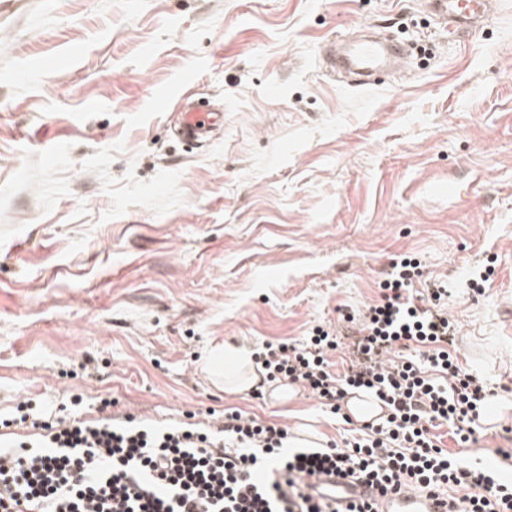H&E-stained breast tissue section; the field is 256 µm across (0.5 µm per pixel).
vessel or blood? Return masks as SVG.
Masks as SVG:
<instances>
[{
    "instance_id": "obj_1",
    "label": "vessel or blood",
    "mask_w": 512,
    "mask_h": 512,
    "mask_svg": "<svg viewBox=\"0 0 512 512\" xmlns=\"http://www.w3.org/2000/svg\"><path fill=\"white\" fill-rule=\"evenodd\" d=\"M428 4L434 15L462 34L482 25L490 10V0H428ZM339 44L341 54L321 50L322 61L330 71L350 75L353 86L361 88L375 85L380 76L387 74L392 61L405 50L404 44L392 38L352 35L340 39ZM174 109L178 114V136L185 142L205 144L224 127L223 108L201 109L188 95H180ZM306 483L310 489L343 507L364 500L377 502L378 512H446L440 499L414 488L384 496L366 480H341L326 473L308 477Z\"/></svg>"
}]
</instances>
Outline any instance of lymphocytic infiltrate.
Wrapping results in <instances>:
<instances>
[{
	"label": "lymphocytic infiltrate",
	"mask_w": 512,
	"mask_h": 512,
	"mask_svg": "<svg viewBox=\"0 0 512 512\" xmlns=\"http://www.w3.org/2000/svg\"><path fill=\"white\" fill-rule=\"evenodd\" d=\"M423 276L417 258L400 256L379 300L347 316L344 329L317 326L303 344L268 341L253 355L265 382L302 387L332 413L352 389L388 406L344 447H289L286 427L241 410L206 431L120 420L106 400L95 420L28 411L22 421L48 439L0 441V512H376L312 495L303 478L324 471L391 489L413 483L447 495V512H512V476L450 455L433 433L446 425L457 443L472 441L495 392L452 352L447 282L419 294ZM343 341L350 364L336 372L329 355ZM408 344L416 356L403 355Z\"/></svg>",
	"instance_id": "1"
}]
</instances>
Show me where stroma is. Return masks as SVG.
Instances as JSON below:
<instances>
[{
	"label": "stroma",
	"instance_id": "obj_1",
	"mask_svg": "<svg viewBox=\"0 0 512 512\" xmlns=\"http://www.w3.org/2000/svg\"><path fill=\"white\" fill-rule=\"evenodd\" d=\"M372 25L428 47L399 79L327 77L319 46ZM223 105L202 148L155 91ZM447 281L460 363L498 388L462 447L512 452V0L448 33L426 0H0V416L208 423L240 409L344 444L347 423L232 393L225 349L304 342L379 296L392 258ZM494 258L484 295L471 272Z\"/></svg>",
	"mask_w": 512,
	"mask_h": 512
}]
</instances>
